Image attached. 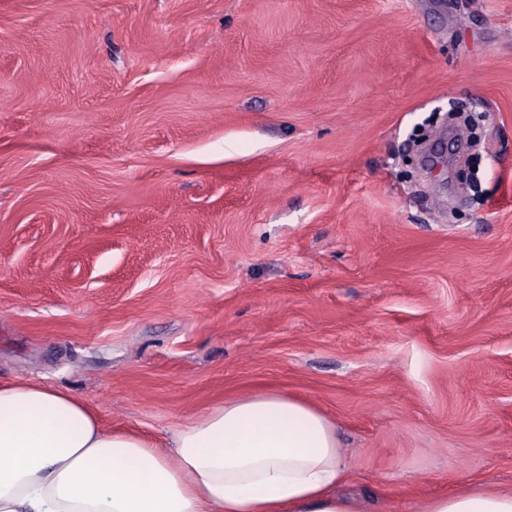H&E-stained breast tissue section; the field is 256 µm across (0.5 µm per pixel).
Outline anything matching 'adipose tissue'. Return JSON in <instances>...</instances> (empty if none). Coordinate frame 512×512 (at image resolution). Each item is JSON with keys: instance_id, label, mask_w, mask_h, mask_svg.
Segmentation results:
<instances>
[{"instance_id": "ef3b65f1", "label": "adipose tissue", "mask_w": 512, "mask_h": 512, "mask_svg": "<svg viewBox=\"0 0 512 512\" xmlns=\"http://www.w3.org/2000/svg\"><path fill=\"white\" fill-rule=\"evenodd\" d=\"M335 423L273 391L225 401L160 442L108 429L71 392L0 381V512H359ZM424 512H512L459 492Z\"/></svg>"}]
</instances>
